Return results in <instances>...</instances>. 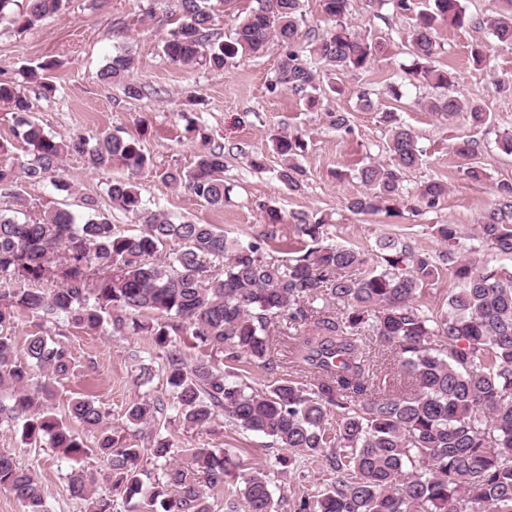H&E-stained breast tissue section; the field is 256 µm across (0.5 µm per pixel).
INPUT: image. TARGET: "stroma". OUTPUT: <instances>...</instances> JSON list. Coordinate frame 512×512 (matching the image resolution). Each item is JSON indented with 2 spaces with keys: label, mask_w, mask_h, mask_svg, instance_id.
<instances>
[{
  "label": "stroma",
  "mask_w": 512,
  "mask_h": 512,
  "mask_svg": "<svg viewBox=\"0 0 512 512\" xmlns=\"http://www.w3.org/2000/svg\"><path fill=\"white\" fill-rule=\"evenodd\" d=\"M174 9V0H70L61 13L27 30L0 20V80L17 77L21 67L43 58L59 62L54 97L44 98L33 85L25 90L30 116L45 132L93 141L106 133H132L138 125L146 126L142 146L151 164L137 183L149 208L164 209L180 220L213 224L228 236L254 241L261 239L265 230L263 206L277 207L283 215L278 252L283 259L291 258L300 246L294 217L301 213L312 221L325 219V238L331 243L371 251L378 238L391 235L414 249L435 254L441 246L429 233V225L457 224L463 235L473 234L481 213L494 199L496 185L512 183V154L498 146L503 131L512 130V92L496 84L501 72L512 71V47L494 42L487 30L470 25L440 29L433 58L436 68L455 73L456 96L478 101L489 113V124L476 128L465 115L449 118L421 108V100L435 90L432 84L404 72V65L410 62L406 31L411 19L396 13L392 6L368 11L361 0H355L345 23L351 31L373 40L375 58L367 69L341 78L342 94L324 98L311 111L298 96L269 89L281 54L278 43L228 61L220 71L203 66L184 69L170 63L161 40L171 27ZM146 11L152 12L154 19L144 25L140 16ZM478 40L491 46L490 61L481 67L474 66L470 58V46ZM126 50L135 58L133 77L144 88L137 99L127 98L121 87L97 78L114 55ZM395 83L400 86L396 97L389 92ZM364 88L375 94L373 109L359 104L358 94ZM388 110L416 131L424 156L418 167L402 176L408 193L404 201L388 212L357 214L347 204L363 193L364 187L352 171L365 163L386 160L387 135L380 114ZM335 112L347 113L350 133L332 126ZM203 131L213 143L223 145L224 178L234 186L230 201L221 208L206 206L190 193L168 187L159 177L164 169L192 166ZM282 131L301 134L307 143L297 159L305 176L296 190L288 189L277 177L280 159L270 138ZM464 139L473 140L475 146L468 160L453 151ZM254 156L262 157L263 169L251 167ZM471 162L484 168L486 180L477 183L463 177L462 168ZM125 175L118 165L90 169L73 153L65 156L56 176L35 185L20 184L19 192L29 218L63 205L80 213L85 202L92 201L110 214L117 230L135 233L139 224L134 216L113 208L107 196L109 183ZM438 179L447 182V197L434 208L412 213L416 188ZM60 180L71 185V192L57 189ZM41 328L60 336L75 363L73 372L56 384L57 414L65 413L71 398L91 395L123 441L141 444L136 427L125 420V411L140 393L133 380L145 367L151 374L148 390L161 408L155 426L177 448L175 463L184 462L187 448L230 449L248 466L268 468L279 489V512H291L296 496L316 492L329 482L330 473L319 459L298 462L290 473L280 474L274 466L280 448L267 437L243 431L224 416L202 428L184 427L176 417V394L151 337L115 334L107 327L96 332L64 323L42 325L25 315L18 319L11 337L20 346ZM0 452L11 454L21 466L40 476L49 512H85L84 502L68 491L70 461L57 454L47 439L27 444L18 428L2 426Z\"/></svg>",
  "instance_id": "obj_1"
}]
</instances>
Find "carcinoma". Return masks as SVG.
I'll list each match as a JSON object with an SVG mask.
<instances>
[{
    "label": "carcinoma",
    "instance_id": "cac0c4a2",
    "mask_svg": "<svg viewBox=\"0 0 512 512\" xmlns=\"http://www.w3.org/2000/svg\"><path fill=\"white\" fill-rule=\"evenodd\" d=\"M68 0H0L19 29H29L61 12ZM212 0H176L177 25L163 39L173 64L222 70L228 61L263 50L277 41L283 52L272 88L300 97L308 108L340 93L331 75L365 70L376 45L344 24L352 0H320L327 27L297 38L302 0H257L233 36L212 38ZM392 4L412 14L406 32L413 61L405 67L453 86L454 76L431 66L437 28L472 21L465 0H366ZM498 42L512 45V11L480 23ZM58 64L44 59L22 70L21 80H0V102L17 114L14 140L0 141V196L15 207L0 209V277L50 288H22L0 296V423L21 424L28 442L40 436L64 457L81 461L95 454L103 468L80 465L67 474L71 495L87 512H114L116 499L138 498L150 512H211L210 495L242 479L243 512H278L267 473L243 470L224 448H196L185 465L165 470V483L148 485L145 453L168 462L171 441L148 429L158 413L143 394L131 403L126 422L139 427L149 447L118 442L105 413L88 396L68 403L69 419L53 413L55 383L72 369L66 343L47 333L28 336L17 347L9 336L22 314L44 322L63 321L97 330L107 320L114 333L153 336L168 383L176 390L178 419L187 428L209 424L224 412L236 426L263 435L288 454L278 458L288 472L300 458H322L330 483L293 501V512H512V184L496 187L497 199L482 214L472 243L461 255L455 224H433L443 245L437 255L417 251L393 237L376 242V253L329 244L324 224L296 217L308 245L299 256L280 259L269 252L280 238L282 216L266 209L260 242L231 240L213 224L178 221L168 212L145 207L136 179L151 164L141 138L106 133L95 143L51 135L28 118L23 83L35 82L54 94L49 79ZM134 57L123 52L98 73L128 98L142 95L133 79ZM450 118L464 112L474 126L489 113L475 100L446 93L424 103ZM381 121L388 132L389 161L357 168L366 191L348 202L359 214H376L403 194L401 175L422 161L415 132L394 113ZM28 158L16 155L15 141ZM194 166L161 173L167 186L188 190L210 207L230 198L224 181V149L201 134ZM280 157L279 180L300 185L296 156L301 136L274 138ZM77 152L100 170L118 163L127 176L108 184L113 206L141 222L125 235L110 217L88 203L83 216L66 208L31 220L23 210L18 184L41 183L63 158ZM448 196V183L431 180L416 198L433 208ZM170 252L163 253L165 248ZM498 261L481 259L484 248ZM448 276L445 307L430 309L419 298ZM188 336L228 363L262 365L275 379L262 389L208 360L188 362L178 338ZM37 367L40 377L31 375ZM99 434L86 446L69 422ZM106 487L108 493H99ZM0 487L10 490L22 512H48L47 493L37 474L0 454Z\"/></svg>",
    "mask_w": 512,
    "mask_h": 512
}]
</instances>
